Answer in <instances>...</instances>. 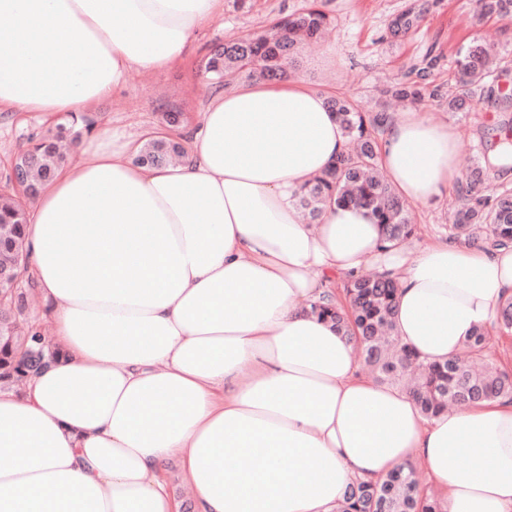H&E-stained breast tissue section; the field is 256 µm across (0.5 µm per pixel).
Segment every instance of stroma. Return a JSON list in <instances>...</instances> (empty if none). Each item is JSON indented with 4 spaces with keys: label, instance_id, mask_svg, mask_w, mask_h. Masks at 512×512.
<instances>
[{
    "label": "stroma",
    "instance_id": "35a3bbf8",
    "mask_svg": "<svg viewBox=\"0 0 512 512\" xmlns=\"http://www.w3.org/2000/svg\"><path fill=\"white\" fill-rule=\"evenodd\" d=\"M408 0H318L334 18L325 43H307L301 58L319 57L324 47H334L336 61L297 71V78L327 96L343 95L366 108L401 113L404 103L378 95L384 84L400 79L427 47L443 59L437 81H454L453 64L459 46L478 40H495L504 58L512 60V19L493 17L477 22L473 0H435L419 26L401 38L392 37L390 23ZM308 0H224V15L199 29L185 60L168 70L146 74L129 72L124 84L110 97L93 103L85 114L95 123L94 139L108 141L130 137L142 140L162 125L166 112L181 113V130L201 126L214 91L200 78L199 61L224 40L260 29L274 18L292 13ZM422 112L447 122L459 146L458 170L472 171L485 150L484 133L495 113L484 98L469 101L466 111L447 112L427 101ZM52 124L40 112L0 111V193L11 192L3 177L11 159L30 147L32 139ZM456 206L455 193L437 202L412 203L413 243L448 237L449 215Z\"/></svg>",
    "mask_w": 512,
    "mask_h": 512
}]
</instances>
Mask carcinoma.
<instances>
[{"label": "carcinoma", "mask_w": 512, "mask_h": 512, "mask_svg": "<svg viewBox=\"0 0 512 512\" xmlns=\"http://www.w3.org/2000/svg\"><path fill=\"white\" fill-rule=\"evenodd\" d=\"M512 0H476L478 19L498 15L512 16L505 4ZM430 0H415L392 20L395 37L407 34L429 12ZM332 17L319 8L317 0L291 15L279 18L266 28L224 43L222 49L205 55L198 66L199 75L212 88L221 90L242 79L254 77L283 80L294 67L301 45L318 40L331 25ZM439 56L429 51L411 65L405 79L388 85L380 94L411 104L430 99L450 112H461L476 96H484L508 110L512 102V68L489 54L482 45L470 44L456 52L458 77L453 83L433 79ZM336 114L349 151L332 167L307 182L301 189L299 204L317 218L331 203L356 205L371 210L382 225L384 240L403 242L412 234L405 205L396 190L385 181L377 168L378 145L375 134L389 126L393 116L384 111H368L342 97L326 100ZM92 122L85 117L72 119L48 132L36 143L34 161L26 168L28 179L45 186L56 169L69 162L58 143L68 137L91 133ZM493 146L512 150V120L491 123ZM183 152L181 143L164 135L146 138L135 155L139 165H162ZM496 170L489 156L478 162L474 171L457 182V206L448 225L450 236L475 241L476 230L490 228L489 241L495 246L512 244V193L493 196L481 191L483 177ZM26 212L9 195L0 196V279L18 276L25 266L16 252L2 245L9 238L24 248ZM396 283L374 275L358 277L343 284L344 301L315 304L312 313L330 320L336 328L353 338L364 363L381 382L403 387L412 396L420 413L430 418L449 405H464L485 400L507 399L512 402V375L487 365V332L478 327L466 337L464 356L443 364L424 362L394 335ZM25 293L20 288L0 289V383L9 384L36 371L55 354L36 329L18 330L16 315L22 312ZM496 326L512 333V298L500 302ZM336 512H441L438 501L419 489L414 469L399 468L380 482L359 481L345 491Z\"/></svg>", "instance_id": "cac0c4a2"}]
</instances>
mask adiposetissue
Listing matches in <instances>:
<instances>
[{"label":"adipose tissue","mask_w":512,"mask_h":512,"mask_svg":"<svg viewBox=\"0 0 512 512\" xmlns=\"http://www.w3.org/2000/svg\"><path fill=\"white\" fill-rule=\"evenodd\" d=\"M224 0H0V109L81 114L128 71L181 62ZM176 165L84 142L29 216V273L59 359L0 393V512H336L357 480L421 466L443 512H512V403L427 419L360 372L356 343L312 314L363 270L398 286L394 331L457 356L512 296V246L385 242L369 211L298 215L348 143L323 94L256 81L211 98ZM447 123L405 112L379 163L427 203L457 180Z\"/></svg>","instance_id":"adipose-tissue-1"}]
</instances>
